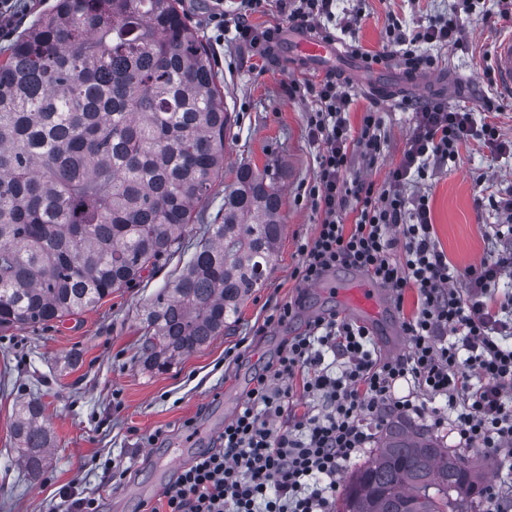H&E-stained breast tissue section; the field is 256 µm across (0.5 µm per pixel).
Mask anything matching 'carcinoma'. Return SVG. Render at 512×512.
<instances>
[{
  "label": "carcinoma",
  "mask_w": 512,
  "mask_h": 512,
  "mask_svg": "<svg viewBox=\"0 0 512 512\" xmlns=\"http://www.w3.org/2000/svg\"><path fill=\"white\" fill-rule=\"evenodd\" d=\"M231 113L180 0H57L0 58V328L93 307L173 253L224 178ZM279 174L241 165L179 275L143 314L138 361L163 371L224 332L262 286L283 224ZM37 402L13 424L43 468ZM484 479L428 429L381 430L336 512H464Z\"/></svg>",
  "instance_id": "carcinoma-1"
}]
</instances>
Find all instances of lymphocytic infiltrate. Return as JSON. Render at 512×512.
Listing matches in <instances>:
<instances>
[{"mask_svg":"<svg viewBox=\"0 0 512 512\" xmlns=\"http://www.w3.org/2000/svg\"><path fill=\"white\" fill-rule=\"evenodd\" d=\"M336 0H206L203 24L215 45L225 31L256 55L274 54L280 31L258 28L257 14L279 12L292 25L321 31ZM457 16L404 30L386 28L383 52H361L367 66L400 58L408 73L433 68L429 44H461ZM315 104L307 138L318 148L317 168L304 193L320 222L298 248L296 278L308 286L339 268L363 271L388 288L396 303L417 291L404 317L407 353L382 355L369 329L328 313L309 320L276 359L254 377L235 415L224 423V446L198 454L162 493L164 512H333L338 477L373 441L374 425L389 415H416L430 429H451L461 448L512 461V294L498 297L512 252L491 250L458 272L434 238L429 199L408 196L430 166L455 161L462 146L480 141L491 153L512 150L494 123L475 126L472 114L442 101L413 108L415 126L381 189L350 178L361 157L373 166L382 155L381 117L366 112L351 134L349 99L334 75L293 84ZM319 398L320 410L295 413L298 401Z\"/></svg>","mask_w":512,"mask_h":512,"instance_id":"1","label":"lymphocytic infiltrate"}]
</instances>
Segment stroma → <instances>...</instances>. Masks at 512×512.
I'll use <instances>...</instances> for the list:
<instances>
[{"instance_id":"obj_1","label":"stroma","mask_w":512,"mask_h":512,"mask_svg":"<svg viewBox=\"0 0 512 512\" xmlns=\"http://www.w3.org/2000/svg\"><path fill=\"white\" fill-rule=\"evenodd\" d=\"M452 6L453 0H336L337 16L361 14L340 39L379 53L389 17L411 29L447 14ZM484 7L490 18L464 21L460 48L434 52L435 74L448 78L444 89H412L408 100H445L483 118L482 76L493 64L498 39L512 29V19L497 17L496 0H485ZM217 72L234 116L224 140V181L201 206L202 221L189 226L180 250L95 308L46 327L0 330V512H57L60 493L69 487L98 499L102 512H148L159 506L177 472L216 446L225 419L243 402L257 368L275 359L307 320L344 310L324 284L302 289L292 276L297 242L314 236L319 217L301 197L316 168L317 150L306 132L313 102L290 88L323 78L324 69L294 63L280 48L268 59L254 56L228 35ZM340 86L351 96L352 131H359L368 109L382 117L383 155L373 167L356 159L350 169L351 176L381 187L401 158L414 116L352 79H341ZM244 162L281 173L284 229L277 264L223 335L166 371L144 370L138 362L142 310L180 273L205 224L223 207L225 184ZM410 191L428 196L436 241L457 270L479 264L489 249L512 245V240L494 236L491 226L497 215L487 202L491 195L512 194V158L492 156L473 141L461 147L456 161L430 170ZM297 295L303 298L297 316L286 326L262 330L270 310ZM243 338L250 347L242 359L225 361V350ZM74 353L80 356L78 364L65 367V358ZM23 399L44 405V423L53 440L47 464L37 475L20 467L13 451L11 424Z\"/></svg>"}]
</instances>
